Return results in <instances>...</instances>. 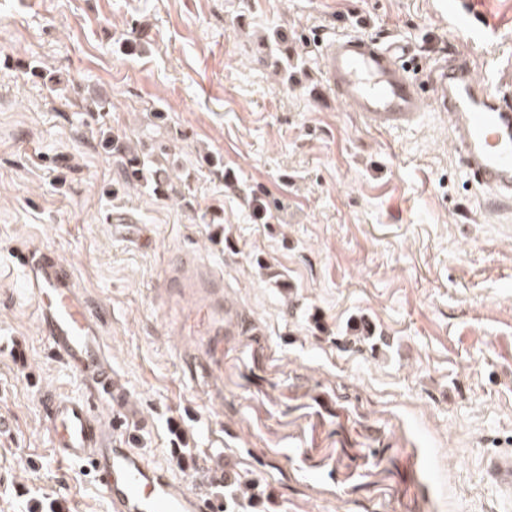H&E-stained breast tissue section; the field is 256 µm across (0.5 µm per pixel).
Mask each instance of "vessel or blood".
Here are the masks:
<instances>
[{
	"label": "vessel or blood",
	"instance_id": "vessel-or-blood-1",
	"mask_svg": "<svg viewBox=\"0 0 512 512\" xmlns=\"http://www.w3.org/2000/svg\"><path fill=\"white\" fill-rule=\"evenodd\" d=\"M451 28L481 22L466 0L441 8ZM408 44L361 34L331 39L321 69L337 102L375 130L417 124L426 109L447 116L458 158L494 198H512V84L491 85L466 60L440 63L428 84L414 80L405 63ZM17 260L23 285L34 298L41 333L52 351L89 386L88 394H44L43 418L53 453L83 464L107 498L109 512H222L223 503L189 492L167 467L126 447L127 394L112 374L102 322L80 295L72 269L47 252L24 249ZM114 408L103 420L99 402ZM487 476L512 498V454L486 457Z\"/></svg>",
	"mask_w": 512,
	"mask_h": 512
}]
</instances>
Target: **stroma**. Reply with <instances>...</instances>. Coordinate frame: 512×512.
<instances>
[{"instance_id": "obj_1", "label": "stroma", "mask_w": 512, "mask_h": 512, "mask_svg": "<svg viewBox=\"0 0 512 512\" xmlns=\"http://www.w3.org/2000/svg\"><path fill=\"white\" fill-rule=\"evenodd\" d=\"M474 7L480 40L430 0H0V512H109L49 446L42 395L87 385L37 326L26 246L71 266L130 447L187 489L250 471L252 512H512L483 466L512 452V202L446 117L370 129L320 66L360 33L419 79L459 53L512 79V0ZM113 134L175 193L121 177Z\"/></svg>"}]
</instances>
